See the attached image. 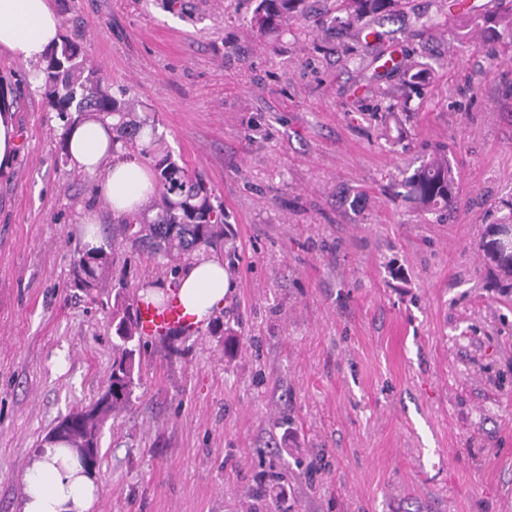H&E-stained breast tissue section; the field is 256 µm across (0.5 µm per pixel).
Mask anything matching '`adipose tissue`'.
I'll return each instance as SVG.
<instances>
[{
    "label": "adipose tissue",
    "mask_w": 512,
    "mask_h": 512,
    "mask_svg": "<svg viewBox=\"0 0 512 512\" xmlns=\"http://www.w3.org/2000/svg\"><path fill=\"white\" fill-rule=\"evenodd\" d=\"M61 28L52 0H0V52L31 65L32 87L42 83L38 66L51 48L60 45ZM64 142L76 172L106 169L97 191L112 213L133 214L146 208L154 194L153 176L138 160L113 153L110 121L78 117ZM232 286L222 261L199 253L186 262L178 294L187 312L205 323L223 308ZM96 496L97 483L83 472L75 453L47 445L38 450L23 478L17 512H91Z\"/></svg>",
    "instance_id": "obj_1"
}]
</instances>
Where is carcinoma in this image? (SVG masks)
Wrapping results in <instances>:
<instances>
[{"label":"carcinoma","instance_id":"1","mask_svg":"<svg viewBox=\"0 0 512 512\" xmlns=\"http://www.w3.org/2000/svg\"><path fill=\"white\" fill-rule=\"evenodd\" d=\"M256 2L249 24L263 36L280 37L288 31V21L292 19L311 20L316 27H324V18L312 13L308 0ZM495 3L492 10L458 4L456 12L449 14L448 23L437 17H423L420 27L432 31L445 24L448 33L460 42L475 36L492 42L511 40L512 0H495ZM334 4L336 12L340 13L336 20L358 27L364 34L366 45L374 52V58L389 56L391 66L386 69V75L398 77L399 84L378 88L384 111H396L406 91L428 85L431 72L427 65L404 56L394 57L393 52L383 49V33L363 25L368 19L400 11L402 0H334ZM41 71L43 93L52 110L67 117L69 122L74 116L87 113L103 120H114L112 143L121 144L127 155L138 154L155 177V215H120L112 224V237L102 238L95 247L85 245L75 251L72 259L75 287L91 298H97L104 291L105 271L120 247L165 261L175 275L194 252L224 246V208L213 204V188L201 175L179 165L156 141H143L142 132L150 123V117H137L127 101L112 94L108 78L87 66L79 38L63 37L60 47L47 55ZM404 186V198L422 212H448L458 202L456 175L445 159L443 149L436 150L431 158L422 162L406 178ZM140 301L150 303L148 299L143 301L122 288L117 289L112 306V328L119 340V355L112 362L108 385L93 404L70 412L55 426L58 430L83 418L85 422L81 430L71 432L61 441L51 435L46 442L59 441L79 454L85 438L95 436L99 417L117 414L132 403L135 377L145 350L143 336L138 333L136 305Z\"/></svg>","mask_w":512,"mask_h":512}]
</instances>
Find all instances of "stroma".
<instances>
[{
	"label": "stroma",
	"mask_w": 512,
	"mask_h": 512,
	"mask_svg": "<svg viewBox=\"0 0 512 512\" xmlns=\"http://www.w3.org/2000/svg\"><path fill=\"white\" fill-rule=\"evenodd\" d=\"M62 32L224 207L235 282L199 332L150 341L133 402L100 433L92 512H512V294L479 243L512 196V46L420 30L444 0L381 18L432 66L404 111L375 113L379 63L353 31L269 41L255 0H53ZM25 63L0 175V512L44 437L104 390L113 296L70 265L82 219L112 214L65 161ZM448 148L461 203L423 214L401 182ZM129 290L169 288L119 250Z\"/></svg>",
	"instance_id": "35a3bbf8"
}]
</instances>
